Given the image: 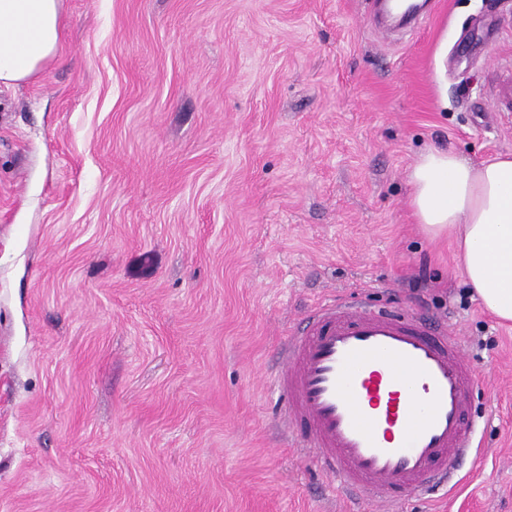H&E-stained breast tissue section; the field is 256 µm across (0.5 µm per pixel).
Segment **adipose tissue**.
<instances>
[{
  "label": "adipose tissue",
  "mask_w": 512,
  "mask_h": 512,
  "mask_svg": "<svg viewBox=\"0 0 512 512\" xmlns=\"http://www.w3.org/2000/svg\"><path fill=\"white\" fill-rule=\"evenodd\" d=\"M63 0H0V88L37 77L59 49ZM425 232L454 235L464 278L500 323H512V154L474 164L421 152L409 173Z\"/></svg>",
  "instance_id": "adipose-tissue-1"
}]
</instances>
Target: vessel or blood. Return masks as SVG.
<instances>
[{
  "label": "vessel or blood",
  "instance_id": "1",
  "mask_svg": "<svg viewBox=\"0 0 512 512\" xmlns=\"http://www.w3.org/2000/svg\"><path fill=\"white\" fill-rule=\"evenodd\" d=\"M478 379L447 325L352 298L317 308L271 374L304 457L351 497L391 510L456 477Z\"/></svg>",
  "mask_w": 512,
  "mask_h": 512
}]
</instances>
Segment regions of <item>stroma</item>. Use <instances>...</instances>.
<instances>
[{"mask_svg":"<svg viewBox=\"0 0 512 512\" xmlns=\"http://www.w3.org/2000/svg\"><path fill=\"white\" fill-rule=\"evenodd\" d=\"M64 0L0 91V512H377L265 378L336 296L453 324L475 463L398 512H512V325L412 214L418 153L512 154V0ZM507 72V75L499 79L495 85L494 101L496 109L499 112L504 110L512 112V73L511 65L502 68Z\"/></svg>","mask_w":512,"mask_h":512,"instance_id":"35a3bbf8","label":"stroma"}]
</instances>
